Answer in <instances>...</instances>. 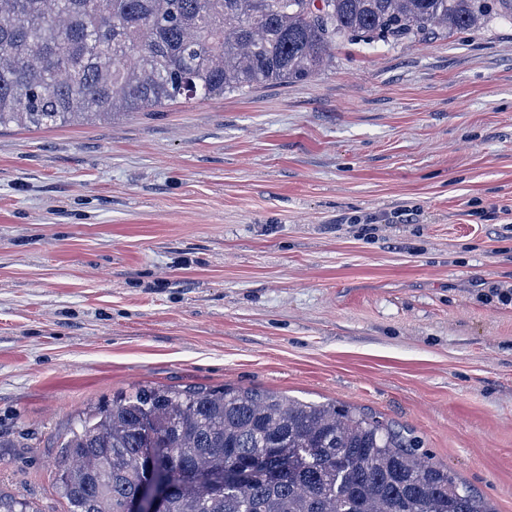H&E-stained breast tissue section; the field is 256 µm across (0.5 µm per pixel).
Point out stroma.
Listing matches in <instances>:
<instances>
[{
  "label": "stroma",
  "instance_id": "35a3bbf8",
  "mask_svg": "<svg viewBox=\"0 0 512 512\" xmlns=\"http://www.w3.org/2000/svg\"><path fill=\"white\" fill-rule=\"evenodd\" d=\"M415 220L398 223L400 210ZM512 24L0 130V493L142 385L368 410L512 512Z\"/></svg>",
  "mask_w": 512,
  "mask_h": 512
}]
</instances>
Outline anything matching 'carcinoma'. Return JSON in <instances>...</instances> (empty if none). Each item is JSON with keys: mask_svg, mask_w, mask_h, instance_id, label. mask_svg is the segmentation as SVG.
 I'll use <instances>...</instances> for the list:
<instances>
[{"mask_svg": "<svg viewBox=\"0 0 512 512\" xmlns=\"http://www.w3.org/2000/svg\"><path fill=\"white\" fill-rule=\"evenodd\" d=\"M512 22V0H0V128H49L314 75L334 46ZM371 412L259 388L144 385L60 440L70 512H494ZM0 512H34L0 493ZM163 489L154 480L147 481L128 503L127 512H161Z\"/></svg>", "mask_w": 512, "mask_h": 512, "instance_id": "cac0c4a2", "label": "carcinoma"}]
</instances>
